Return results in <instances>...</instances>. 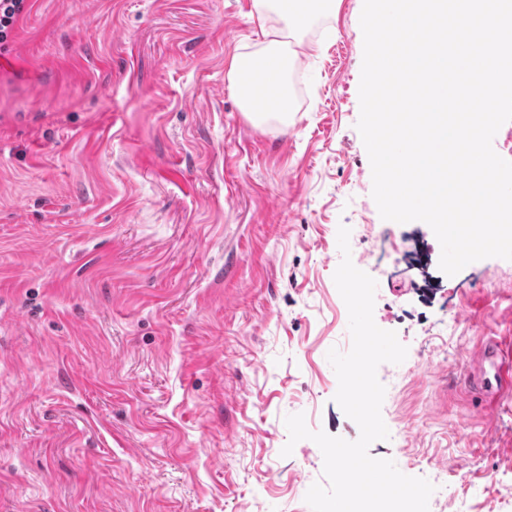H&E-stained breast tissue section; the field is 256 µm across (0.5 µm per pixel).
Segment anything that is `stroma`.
<instances>
[{"mask_svg": "<svg viewBox=\"0 0 512 512\" xmlns=\"http://www.w3.org/2000/svg\"><path fill=\"white\" fill-rule=\"evenodd\" d=\"M0 52V512H311V440L348 441L333 279L377 284L390 437L429 512H512V392L453 379L512 336V261L454 276L424 222L381 218L359 119L363 0L303 35L289 125L226 73L264 40L253 0H30ZM465 486L450 497L446 486Z\"/></svg>", "mask_w": 512, "mask_h": 512, "instance_id": "1", "label": "stroma"}]
</instances>
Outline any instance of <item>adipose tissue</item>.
<instances>
[{"label":"adipose tissue","instance_id":"adipose-tissue-1","mask_svg":"<svg viewBox=\"0 0 512 512\" xmlns=\"http://www.w3.org/2000/svg\"><path fill=\"white\" fill-rule=\"evenodd\" d=\"M255 11L261 21H278L269 40L255 49L234 55L227 72L242 112L255 124L269 120L287 122L291 112L289 74L300 64V55L286 52L281 47L284 32L302 35L315 18L331 13L336 0H254ZM262 65L266 77L262 84L250 80L253 65Z\"/></svg>","mask_w":512,"mask_h":512}]
</instances>
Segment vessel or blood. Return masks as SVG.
<instances>
[{"label": "vessel or blood", "mask_w": 512, "mask_h": 512, "mask_svg": "<svg viewBox=\"0 0 512 512\" xmlns=\"http://www.w3.org/2000/svg\"><path fill=\"white\" fill-rule=\"evenodd\" d=\"M460 376L466 385L488 398L512 390V339L493 338L483 343Z\"/></svg>", "instance_id": "obj_1"}]
</instances>
